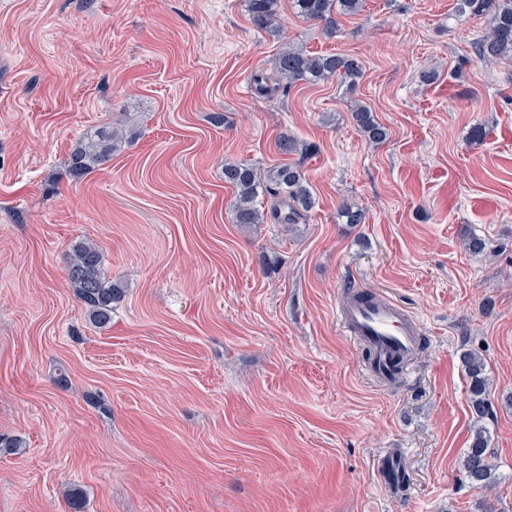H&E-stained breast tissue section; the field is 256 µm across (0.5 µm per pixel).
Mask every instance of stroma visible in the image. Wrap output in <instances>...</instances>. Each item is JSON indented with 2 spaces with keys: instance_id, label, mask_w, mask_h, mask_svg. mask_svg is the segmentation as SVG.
Listing matches in <instances>:
<instances>
[{
  "instance_id": "obj_1",
  "label": "stroma",
  "mask_w": 512,
  "mask_h": 512,
  "mask_svg": "<svg viewBox=\"0 0 512 512\" xmlns=\"http://www.w3.org/2000/svg\"><path fill=\"white\" fill-rule=\"evenodd\" d=\"M278 12L270 33L247 0H0V435L23 447L0 452V512H72L74 489L81 512H512V61L478 55L487 23L457 0H363L332 36ZM288 42L361 74L259 93ZM103 124L126 142L72 179ZM238 161L300 164L308 219L236 223ZM76 240L123 285L103 328L67 280ZM354 286L421 324L400 384L340 324ZM468 350L490 382L489 490L461 468ZM388 448L407 492L377 479ZM352 114L359 132L369 142L377 144L386 139V128L375 120L372 112L367 108L360 106Z\"/></svg>"
}]
</instances>
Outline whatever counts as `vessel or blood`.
Listing matches in <instances>:
<instances>
[{"mask_svg":"<svg viewBox=\"0 0 512 512\" xmlns=\"http://www.w3.org/2000/svg\"><path fill=\"white\" fill-rule=\"evenodd\" d=\"M346 331L372 351L370 370L378 378H388L396 358H408L416 347L420 323L406 309L382 295L370 299H349L339 311ZM402 457L386 451L379 459L378 477L391 485Z\"/></svg>","mask_w":512,"mask_h":512,"instance_id":"vessel-or-blood-1","label":"vessel or blood"}]
</instances>
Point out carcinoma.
<instances>
[{
  "label": "carcinoma",
  "mask_w": 512,
  "mask_h": 512,
  "mask_svg": "<svg viewBox=\"0 0 512 512\" xmlns=\"http://www.w3.org/2000/svg\"><path fill=\"white\" fill-rule=\"evenodd\" d=\"M362 0H292L299 16L324 24L329 34L336 32L334 15L354 14ZM278 0H248L252 24L259 30L275 31ZM459 11L482 16L487 31L476 42L478 53L485 59L512 60V0H459ZM280 80L291 86L298 82L316 83L336 77L350 84L359 74L357 63L338 54H311L293 44L282 46L275 61ZM353 119L359 132L371 143H381L387 137L384 126L372 112L358 107ZM123 128L103 126L86 134L71 150L68 173L80 179L99 169L112 159L126 141ZM224 181L236 189L234 212L238 224H261L265 214L257 204L260 195L272 199L271 216L279 224H297L306 220L314 201L309 186L298 165L282 163L260 172L244 163L224 164ZM339 216L347 224L362 223L364 213L353 203L341 205ZM103 256L94 243L77 241L71 247L67 278L78 299L83 303L89 320L105 326L112 318V303L120 299L121 284L105 275ZM471 403L477 418L487 415L488 377L483 356L476 350L463 354ZM489 436L486 427L474 424L471 442L462 458L465 478L476 488H488L495 482L488 455Z\"/></svg>",
  "instance_id": "1"
}]
</instances>
